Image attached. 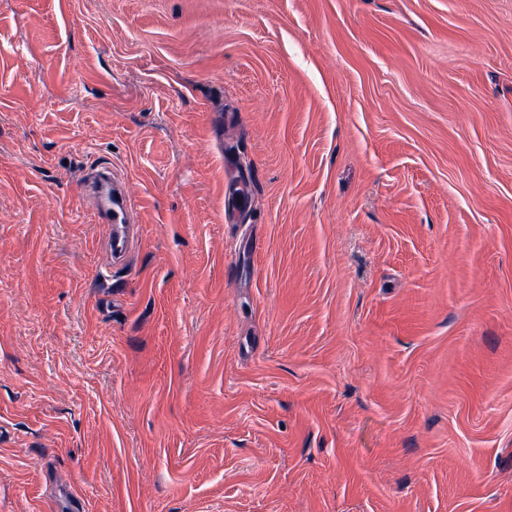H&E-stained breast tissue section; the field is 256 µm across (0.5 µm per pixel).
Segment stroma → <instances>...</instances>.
Wrapping results in <instances>:
<instances>
[{"mask_svg": "<svg viewBox=\"0 0 512 512\" xmlns=\"http://www.w3.org/2000/svg\"><path fill=\"white\" fill-rule=\"evenodd\" d=\"M75 498L512 512V0H0V512ZM85 187L99 199L95 214L97 222L110 224L112 227L109 264H122L126 261L138 232L136 225L128 224L130 200L126 195L124 182L112 173V167L105 165L96 167L87 174Z\"/></svg>", "mask_w": 512, "mask_h": 512, "instance_id": "35a3bbf8", "label": "stroma"}]
</instances>
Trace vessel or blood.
Returning a JSON list of instances; mask_svg holds the SVG:
<instances>
[{
    "label": "vessel or blood",
    "instance_id": "1",
    "mask_svg": "<svg viewBox=\"0 0 512 512\" xmlns=\"http://www.w3.org/2000/svg\"><path fill=\"white\" fill-rule=\"evenodd\" d=\"M86 186L99 199L95 214L97 222L112 228L109 240L111 262L115 265L122 264L137 236L136 225L129 222L130 200L126 195L124 182L113 174L110 166L105 165L88 173Z\"/></svg>",
    "mask_w": 512,
    "mask_h": 512
}]
</instances>
